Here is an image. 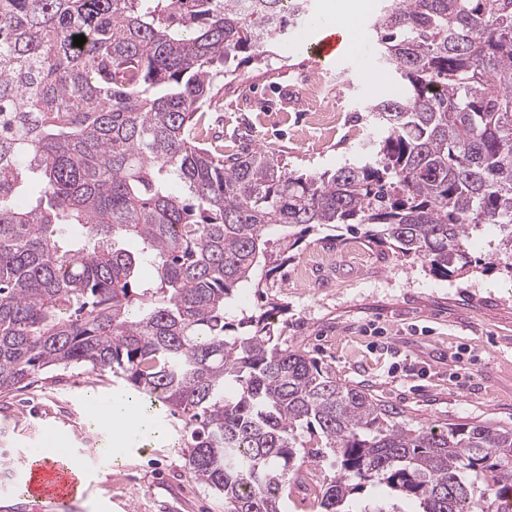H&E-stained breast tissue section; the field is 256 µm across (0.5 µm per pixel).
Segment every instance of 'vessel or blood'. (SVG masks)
<instances>
[{
  "mask_svg": "<svg viewBox=\"0 0 512 512\" xmlns=\"http://www.w3.org/2000/svg\"><path fill=\"white\" fill-rule=\"evenodd\" d=\"M342 52L335 34L320 28L309 47L316 62L332 63ZM88 475L68 457L33 456L14 472L8 493L23 501L27 512H66L86 492Z\"/></svg>",
  "mask_w": 512,
  "mask_h": 512,
  "instance_id": "vessel-or-blood-1",
  "label": "vessel or blood"
}]
</instances>
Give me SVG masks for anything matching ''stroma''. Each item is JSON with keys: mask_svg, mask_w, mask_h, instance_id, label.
Wrapping results in <instances>:
<instances>
[{"mask_svg": "<svg viewBox=\"0 0 512 512\" xmlns=\"http://www.w3.org/2000/svg\"><path fill=\"white\" fill-rule=\"evenodd\" d=\"M380 6L307 0L302 20L288 29L287 54L259 67L240 63L232 87L216 83L203 138L226 152L241 145L275 151L302 173L365 160L383 133L370 108L398 85L369 25ZM342 9L363 33L359 48L318 67L307 53L314 23ZM302 74L322 79L327 96L280 111L282 88ZM274 299L287 307L276 322L282 345L342 382L365 385L414 426L512 427V277L504 270L441 279L422 260L369 242L364 227H326L308 234L263 288L241 292L234 307L250 312ZM130 396L111 373L89 368L52 371L26 390L0 394V512H25L6 490V472L23 455L69 449L90 471L74 512H224L223 497L188 476L179 423L165 409L135 402L147 429L140 450L122 453L105 441L107 426L83 409L92 399Z\"/></svg>", "mask_w": 512, "mask_h": 512, "instance_id": "obj_1", "label": "stroma"}]
</instances>
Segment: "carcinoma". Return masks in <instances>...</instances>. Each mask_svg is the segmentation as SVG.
Returning a JSON list of instances; mask_svg holds the SVG:
<instances>
[{
  "label": "carcinoma",
  "mask_w": 512,
  "mask_h": 512,
  "mask_svg": "<svg viewBox=\"0 0 512 512\" xmlns=\"http://www.w3.org/2000/svg\"><path fill=\"white\" fill-rule=\"evenodd\" d=\"M305 2L0 0V394L53 368L112 373L182 421L224 512H284L329 455L318 512H353L369 486L415 512H512V429L416 428L276 342L277 305L227 318L320 226H363L447 279L512 255V0L381 9L402 91L371 108L387 135L363 162L307 174L211 150L213 85L241 54L269 58Z\"/></svg>",
  "instance_id": "1"
}]
</instances>
